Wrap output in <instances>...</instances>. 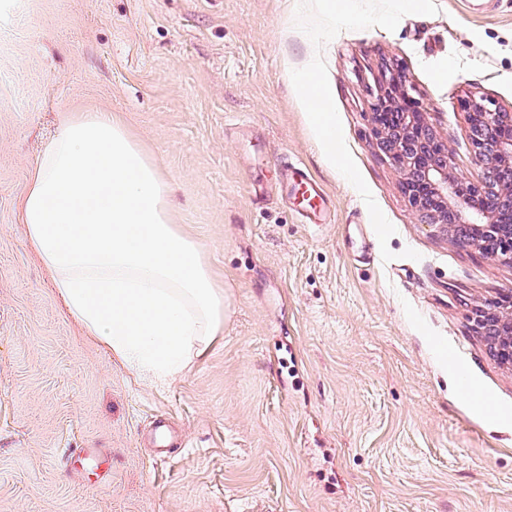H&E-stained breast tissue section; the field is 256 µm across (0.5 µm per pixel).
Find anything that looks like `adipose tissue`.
Returning a JSON list of instances; mask_svg holds the SVG:
<instances>
[{"instance_id": "obj_1", "label": "adipose tissue", "mask_w": 512, "mask_h": 512, "mask_svg": "<svg viewBox=\"0 0 512 512\" xmlns=\"http://www.w3.org/2000/svg\"><path fill=\"white\" fill-rule=\"evenodd\" d=\"M296 80L335 147L316 73ZM15 209L69 311L136 381L167 388L206 356L224 326V293L172 220L168 180L118 115L61 122Z\"/></svg>"}]
</instances>
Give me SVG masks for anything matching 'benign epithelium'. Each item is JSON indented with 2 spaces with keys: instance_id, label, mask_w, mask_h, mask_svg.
Instances as JSON below:
<instances>
[{
  "instance_id": "1",
  "label": "benign epithelium",
  "mask_w": 512,
  "mask_h": 512,
  "mask_svg": "<svg viewBox=\"0 0 512 512\" xmlns=\"http://www.w3.org/2000/svg\"><path fill=\"white\" fill-rule=\"evenodd\" d=\"M381 82L372 107L374 132L391 163L403 173L402 190L420 221L443 232L450 220L465 224L477 238L492 237L502 243V249L490 257L512 263V187L504 189L492 176L505 166L512 175V113L498 110L486 97L464 101L473 154L483 169L481 179L473 181L451 168L449 148L427 122L404 67L388 68ZM495 316L498 326H507L509 336L506 347L498 351L509 357L512 294L497 310L477 309L483 323Z\"/></svg>"
}]
</instances>
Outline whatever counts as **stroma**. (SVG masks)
Masks as SVG:
<instances>
[{
    "label": "stroma",
    "mask_w": 512,
    "mask_h": 512,
    "mask_svg": "<svg viewBox=\"0 0 512 512\" xmlns=\"http://www.w3.org/2000/svg\"><path fill=\"white\" fill-rule=\"evenodd\" d=\"M331 2L0 0V512H512V366L476 322L512 263L418 223L371 121L402 65L480 179L461 103L512 113V0ZM311 69L332 150L292 80ZM101 111L229 304L163 391L86 336L15 212L58 124ZM290 158L328 223L282 202Z\"/></svg>",
    "instance_id": "stroma-1"
}]
</instances>
